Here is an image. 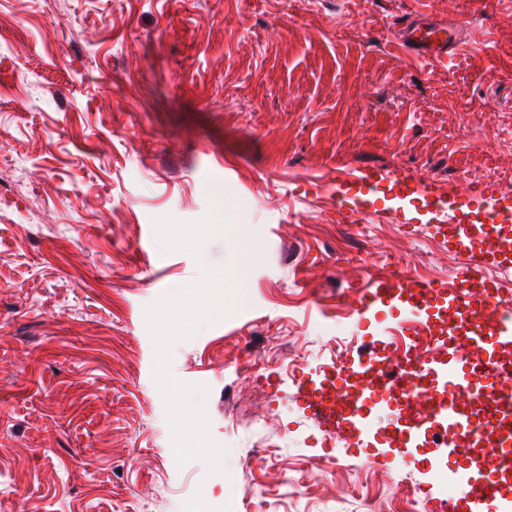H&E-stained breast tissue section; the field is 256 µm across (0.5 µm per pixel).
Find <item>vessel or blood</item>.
<instances>
[{
	"instance_id": "1",
	"label": "vessel or blood",
	"mask_w": 512,
	"mask_h": 512,
	"mask_svg": "<svg viewBox=\"0 0 512 512\" xmlns=\"http://www.w3.org/2000/svg\"><path fill=\"white\" fill-rule=\"evenodd\" d=\"M398 40L419 55L441 58L455 45L457 34L447 24L417 14L400 24ZM373 180L369 173L347 175L339 178L337 189L360 207ZM404 192L420 198L436 234L460 256L461 269L450 288L405 274L376 279L361 306L366 311L388 310L394 321L383 331L392 336L399 330V321L428 322L442 339L438 351L418 353L409 357L406 365L392 366L385 360L387 342L369 337L355 355L330 369L324 383H301L299 392L304 411L327 435H335L339 427H349L347 447H365L368 438L382 434L404 448L423 447L445 436L449 439L445 452L454 458L461 453L460 442L472 439L476 432L469 402L512 381V365L503 362L512 354V314L488 331L472 301L478 290L493 302L504 300L497 288L477 277L475 269L488 262L512 261V200L503 198L487 205L482 211L483 222L472 224L462 200L452 198L447 205L437 207L421 187L408 186ZM460 332L484 355L482 369L473 368L454 343ZM398 390L419 402L421 409L416 416L397 413L393 394ZM483 484L490 487L486 503L512 494V432L503 436L489 471H466L459 498L471 500L472 488Z\"/></svg>"
}]
</instances>
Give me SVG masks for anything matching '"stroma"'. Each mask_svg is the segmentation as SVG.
Instances as JSON below:
<instances>
[{
  "instance_id": "1",
  "label": "stroma",
  "mask_w": 512,
  "mask_h": 512,
  "mask_svg": "<svg viewBox=\"0 0 512 512\" xmlns=\"http://www.w3.org/2000/svg\"><path fill=\"white\" fill-rule=\"evenodd\" d=\"M417 11L458 30L448 58L397 45ZM345 172L512 198V0H0V512H365L467 465L350 470L301 407L302 374L375 335L342 316L373 276L459 271L426 212H355ZM213 205L232 229L203 258L241 307L172 362L207 390L210 475L175 462L144 308L199 273L153 218Z\"/></svg>"
}]
</instances>
